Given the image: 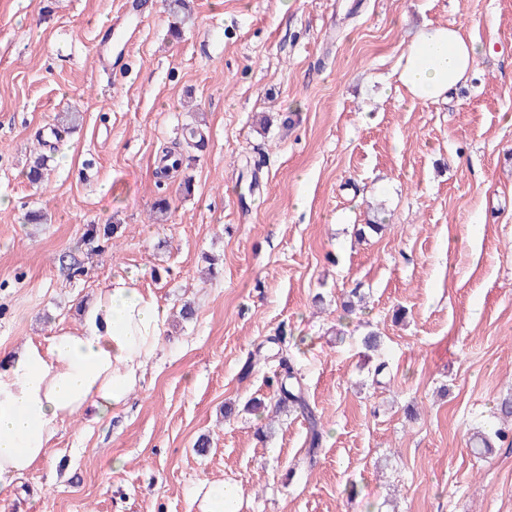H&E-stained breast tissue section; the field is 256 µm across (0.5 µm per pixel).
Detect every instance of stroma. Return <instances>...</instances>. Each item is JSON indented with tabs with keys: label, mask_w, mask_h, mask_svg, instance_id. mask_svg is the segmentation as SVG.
<instances>
[{
	"label": "stroma",
	"mask_w": 512,
	"mask_h": 512,
	"mask_svg": "<svg viewBox=\"0 0 512 512\" xmlns=\"http://www.w3.org/2000/svg\"><path fill=\"white\" fill-rule=\"evenodd\" d=\"M119 2L0 0V357L76 327L117 274L156 296L165 341L127 407L65 424L0 512H196L202 481L236 484L240 512H512V447L470 446L512 431V0H189L184 20L134 0L104 68ZM427 23L494 51L437 102L396 74ZM199 115L192 194L157 187ZM281 334L324 431L313 459L307 422L270 404Z\"/></svg>",
	"instance_id": "35a3bbf8"
}]
</instances>
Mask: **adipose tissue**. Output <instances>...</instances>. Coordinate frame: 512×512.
<instances>
[{"label": "adipose tissue", "mask_w": 512, "mask_h": 512, "mask_svg": "<svg viewBox=\"0 0 512 512\" xmlns=\"http://www.w3.org/2000/svg\"><path fill=\"white\" fill-rule=\"evenodd\" d=\"M478 45L453 26L426 25L401 56L400 81L411 99L434 101L465 82ZM165 318L156 297L131 275L97 290L76 328L54 329L0 360V490L41 460L60 428L94 412L126 407L162 343ZM198 512H238L239 491L198 484Z\"/></svg>", "instance_id": "obj_1"}]
</instances>
